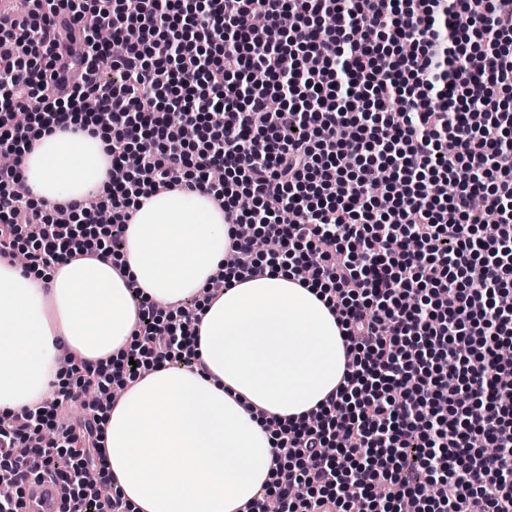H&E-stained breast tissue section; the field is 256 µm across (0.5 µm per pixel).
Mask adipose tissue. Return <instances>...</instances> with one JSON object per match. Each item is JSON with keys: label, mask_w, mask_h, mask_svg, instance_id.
<instances>
[{"label": "adipose tissue", "mask_w": 512, "mask_h": 512, "mask_svg": "<svg viewBox=\"0 0 512 512\" xmlns=\"http://www.w3.org/2000/svg\"><path fill=\"white\" fill-rule=\"evenodd\" d=\"M107 148L74 124L36 136L21 166L32 201L102 193ZM230 229L212 194L183 187L138 199L118 254L47 271L0 259V414L60 397L63 351L95 364L134 348L132 288L164 305L196 299L198 361L153 367L106 413V471L135 512H241L275 479L262 416L296 421L343 380L347 344L318 287L268 270L206 297Z\"/></svg>", "instance_id": "adipose-tissue-1"}]
</instances>
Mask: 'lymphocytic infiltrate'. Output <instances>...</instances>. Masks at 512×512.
I'll use <instances>...</instances> for the list:
<instances>
[{
	"label": "lymphocytic infiltrate",
	"instance_id": "lymphocytic-infiltrate-1",
	"mask_svg": "<svg viewBox=\"0 0 512 512\" xmlns=\"http://www.w3.org/2000/svg\"><path fill=\"white\" fill-rule=\"evenodd\" d=\"M0 16V257L32 233L27 263L113 252L141 196L177 187L212 193L233 226L229 271L286 268L320 286L348 344L335 393L310 418L265 425L280 470L282 512H512V0H20ZM111 30L125 45L111 73ZM105 120L126 178L80 203L35 206L21 171L33 125L80 114ZM384 169L374 192L368 175ZM253 203L241 209L242 195ZM482 197L496 226L472 218ZM112 234L82 240L103 209ZM278 243L267 257L256 232ZM132 363L88 365L65 354L77 393L0 427V481L23 512L31 479L69 484L65 448L94 472L93 494L64 512H130L105 472L95 406L58 422L80 391L134 382L145 362L197 359L195 315L159 319L136 294Z\"/></svg>",
	"mask_w": 512,
	"mask_h": 512
}]
</instances>
